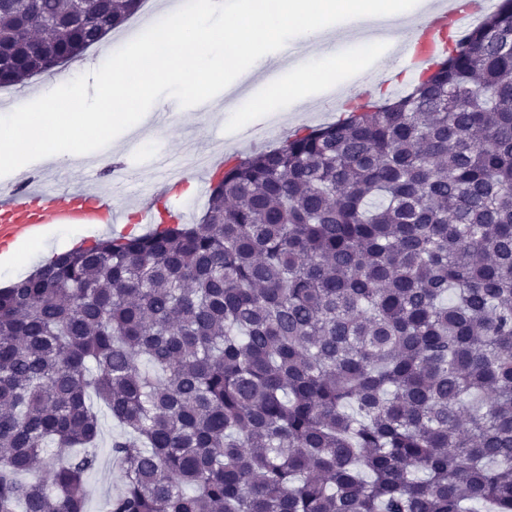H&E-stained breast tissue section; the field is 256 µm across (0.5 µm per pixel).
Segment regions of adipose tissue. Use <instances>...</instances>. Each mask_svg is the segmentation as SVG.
<instances>
[{
  "label": "adipose tissue",
  "instance_id": "obj_1",
  "mask_svg": "<svg viewBox=\"0 0 512 512\" xmlns=\"http://www.w3.org/2000/svg\"><path fill=\"white\" fill-rule=\"evenodd\" d=\"M423 0H209L205 15L195 16L182 6L165 9L162 32L166 50L155 41L141 42L128 59L96 66L102 99L133 102L153 98L165 84L181 97L203 104L205 88L222 79L224 72L242 78L251 71L242 56L282 32H290L305 49L304 60L288 77L271 75L266 81L270 96L297 102L305 98L309 81L332 88L342 83L344 71L366 72L389 45L404 42L407 20L420 15ZM361 24V46L351 52L330 51L328 39L342 21ZM82 90L60 82L43 90L37 110L11 109L0 117V156L16 169L35 157L60 164L93 151L112 134V115L88 107ZM75 104V111L61 114L60 100Z\"/></svg>",
  "mask_w": 512,
  "mask_h": 512
}]
</instances>
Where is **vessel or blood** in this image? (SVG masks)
I'll return each mask as SVG.
<instances>
[{"instance_id": "1", "label": "vessel or blood", "mask_w": 512, "mask_h": 512, "mask_svg": "<svg viewBox=\"0 0 512 512\" xmlns=\"http://www.w3.org/2000/svg\"><path fill=\"white\" fill-rule=\"evenodd\" d=\"M495 0H440L427 15L416 22L409 38L389 54L399 70L421 73L433 60L447 54L452 46L451 33L463 32L489 13ZM156 182L144 184L139 195L137 220L143 224L156 221L153 200L165 191L178 203L171 209L174 220H184L188 207L184 193L172 173L168 159L155 162ZM110 200L86 189L61 195L56 184L44 180H25L12 190L0 193V241L30 239L41 234L44 225L97 226L114 223Z\"/></svg>"}]
</instances>
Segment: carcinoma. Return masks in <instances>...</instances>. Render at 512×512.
Returning a JSON list of instances; mask_svg holds the SVG:
<instances>
[{
    "label": "carcinoma",
    "instance_id": "carcinoma-1",
    "mask_svg": "<svg viewBox=\"0 0 512 512\" xmlns=\"http://www.w3.org/2000/svg\"><path fill=\"white\" fill-rule=\"evenodd\" d=\"M0 0V87L142 0ZM512 512V0L368 111L237 158L195 224L0 289V512ZM103 427L102 442L97 448L99 466L86 481L88 512H106L109 497L121 487V475L108 454V446L113 436L121 430L112 421L106 410L101 411Z\"/></svg>",
    "mask_w": 512,
    "mask_h": 512
}]
</instances>
